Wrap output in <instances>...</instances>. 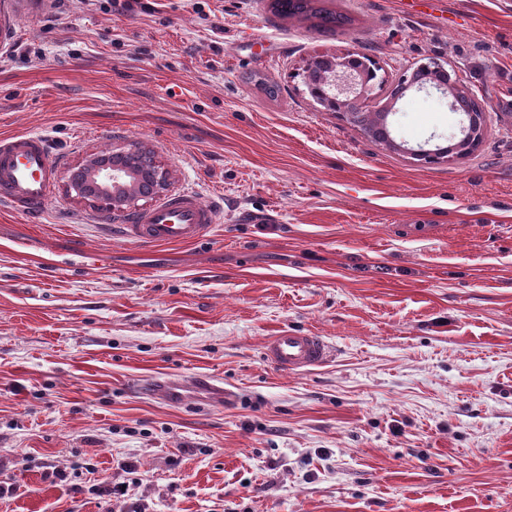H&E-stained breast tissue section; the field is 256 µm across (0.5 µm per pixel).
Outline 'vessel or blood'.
<instances>
[{
	"label": "vessel or blood",
	"instance_id": "1",
	"mask_svg": "<svg viewBox=\"0 0 512 512\" xmlns=\"http://www.w3.org/2000/svg\"><path fill=\"white\" fill-rule=\"evenodd\" d=\"M31 0H0V34L9 35L15 18L31 12ZM57 157L45 136L26 133L0 138V204L29 216L42 211L55 188ZM219 210L205 204L192 188L156 204L119 225L121 237L146 246L188 244L215 224ZM268 361L280 370L299 372L328 361L326 340L313 333L281 331L266 344ZM142 391L170 403L184 399L180 384L150 381Z\"/></svg>",
	"mask_w": 512,
	"mask_h": 512
}]
</instances>
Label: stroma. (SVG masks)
I'll return each instance as SVG.
<instances>
[{"label": "stroma", "instance_id": "1", "mask_svg": "<svg viewBox=\"0 0 512 512\" xmlns=\"http://www.w3.org/2000/svg\"><path fill=\"white\" fill-rule=\"evenodd\" d=\"M42 0L0 43V137L62 150L52 202L0 207V512H512V0ZM393 82L435 59L487 109L482 141L427 163L461 114L410 90L395 147L310 96L318 55ZM139 142L221 208L197 243L111 233L67 191ZM282 330L332 356L284 372ZM234 398L198 397L196 376ZM185 383L167 405L134 382ZM136 470H128V463ZM119 494L102 493L104 485ZM314 0H274L270 3L271 10L280 16L288 17L310 13L319 20L318 27H343L349 21L343 13L327 12L311 6Z\"/></svg>", "mask_w": 512, "mask_h": 512}]
</instances>
